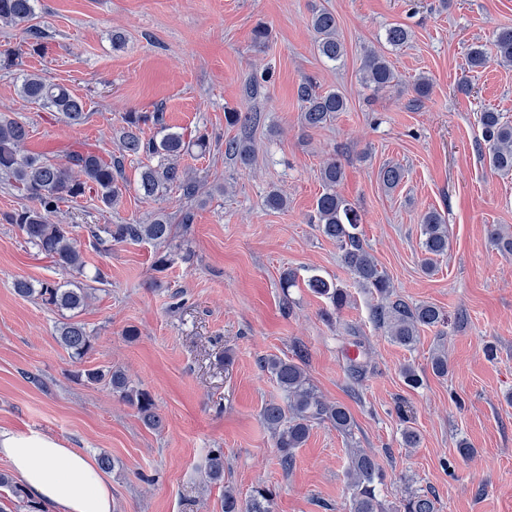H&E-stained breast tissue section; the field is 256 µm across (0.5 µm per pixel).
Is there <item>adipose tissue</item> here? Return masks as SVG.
<instances>
[{
	"label": "adipose tissue",
	"instance_id": "ef3b65f1",
	"mask_svg": "<svg viewBox=\"0 0 512 512\" xmlns=\"http://www.w3.org/2000/svg\"><path fill=\"white\" fill-rule=\"evenodd\" d=\"M0 458L52 512H113L111 484L78 449L37 433L0 431Z\"/></svg>",
	"mask_w": 512,
	"mask_h": 512
}]
</instances>
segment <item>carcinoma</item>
<instances>
[{
    "instance_id": "1",
    "label": "carcinoma",
    "mask_w": 512,
    "mask_h": 512,
    "mask_svg": "<svg viewBox=\"0 0 512 512\" xmlns=\"http://www.w3.org/2000/svg\"><path fill=\"white\" fill-rule=\"evenodd\" d=\"M39 0H0V22L23 27L25 39L33 50L40 51L47 38L45 30L32 24L36 18ZM310 26L317 34L316 49L330 62L340 61L346 47L338 34L336 15L328 10L312 12ZM409 31L401 25L386 29L385 42L397 50L407 44ZM495 58L501 63H512V28H501L493 34ZM364 82L376 88H384L396 79V73L386 56L375 50L364 55ZM21 97L43 109L57 112L71 126L82 125L87 113L83 101L62 83L47 81L38 73L23 72L17 77ZM296 97L300 105L301 121L307 129L324 127L346 109L345 98L337 92L320 90L317 82L305 77L297 85ZM119 130V154L103 159L90 147L67 148L57 157L49 153L25 154L21 145L29 137L28 126L8 115L0 114V180L7 184L32 205L6 214L3 220L14 224L21 231L27 244L38 253L52 259L64 271H81L83 255L74 226L58 224L53 217L61 203L75 201L94 190L98 200L109 208L119 201L122 188L128 184L125 161L128 158L159 156L162 162L156 166H141L135 178V191L144 201H156L175 188L180 191L184 205L173 223V217L164 210L157 211L145 224H90L89 235L99 245L110 243L146 241L157 249L155 266L162 270L168 264L162 249L178 233H188L194 221V206L201 187L178 165V159L195 149L205 154L210 147L209 135L199 132L187 139L179 131H169L161 139H145L141 126L151 122L162 128L165 113L127 112ZM479 123L482 140L478 142L481 157L489 168L500 174L512 173V123L498 112L484 111ZM224 154L250 163L254 154L251 142L245 138H232L224 142ZM379 181L385 189L395 188L403 179V169L398 165H385L379 170ZM323 192L316 200L313 223L328 239L335 241L341 250L343 265L354 275L358 284L376 297L370 310V319L384 331L389 340L401 347L411 348L423 327H436L445 323L443 312L433 304H413L395 294L390 278L378 269V264L362 239L358 227L361 217L358 211L336 192V186L344 179V166L336 158H330L320 168ZM422 270L429 274L436 268L435 258L448 253V225L442 215L430 210L421 220ZM490 239L502 253L512 255V235L500 228L490 230ZM305 285L316 295L327 299L334 311L339 312L348 303L347 289L326 278L313 274ZM15 292L22 297H33L43 304L71 317L58 329V340L76 360L83 359L94 348L95 338L86 327L73 320V316L86 309L93 298L89 288H66L54 280L33 283L20 278L14 282ZM282 359L277 356L262 360L267 371L284 395L283 402H270L261 412L263 423L272 434L273 446L284 469L292 467L295 452L309 438L316 425L329 423L346 438L353 437L354 419L350 410L340 404L325 401L310 382L302 359ZM430 369L437 377L448 376V355L435 351L431 356ZM76 378L87 383L106 382L120 400L135 408L145 426L157 429L163 419L158 413L151 394L138 387L121 368L83 369ZM208 482L224 481V451L211 452L206 465ZM346 493L349 512H387L385 503L378 498L377 485L384 478L383 470L372 453L352 448L346 470ZM273 491L264 485L253 488L246 504H241L233 487L224 486L223 512H271ZM399 512H439L436 495L423 490L409 492L400 503Z\"/></svg>"
}]
</instances>
